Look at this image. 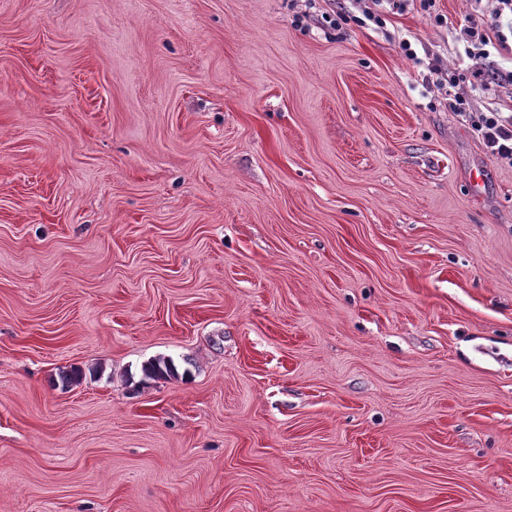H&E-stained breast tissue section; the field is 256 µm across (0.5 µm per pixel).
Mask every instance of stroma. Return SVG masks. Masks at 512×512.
<instances>
[{"label":"stroma","mask_w":512,"mask_h":512,"mask_svg":"<svg viewBox=\"0 0 512 512\" xmlns=\"http://www.w3.org/2000/svg\"><path fill=\"white\" fill-rule=\"evenodd\" d=\"M288 2L0 0V512H512V164L399 46L473 4ZM354 2L359 4L362 17L350 16L342 12H336V14L334 12L333 15L329 12H323L321 18L330 26H336V28H339L341 22L347 23L351 20L359 24H365L366 21H369L376 26H382L387 10L391 13H402L412 7V9L419 10L422 14L427 15L437 27H441L444 23L443 17L435 12L436 0H355ZM383 9H385V12Z\"/></svg>","instance_id":"35a3bbf8"}]
</instances>
